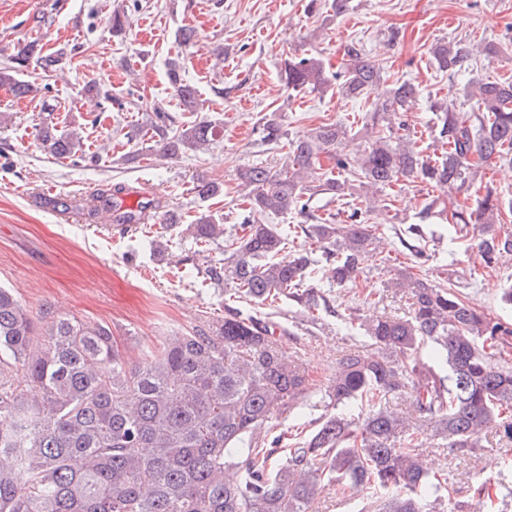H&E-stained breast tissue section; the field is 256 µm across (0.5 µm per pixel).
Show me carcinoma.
<instances>
[{"instance_id":"1","label":"carcinoma","mask_w":512,"mask_h":512,"mask_svg":"<svg viewBox=\"0 0 512 512\" xmlns=\"http://www.w3.org/2000/svg\"><path fill=\"white\" fill-rule=\"evenodd\" d=\"M495 53L490 43L432 47L438 69L452 76ZM33 58L45 74L59 62L30 42L0 68V86L16 96L38 94V86L19 79ZM180 70L172 62L168 77L193 110L199 92ZM283 75L294 92L319 90L332 77L345 95L367 99L382 68L352 42L330 77L313 56L285 59ZM418 96L417 85L397 81L372 104L357 156L343 150L347 126L323 122L287 141L281 167L241 169L248 193L239 223L227 230L208 214L186 227L199 247L224 240L228 257L211 260L205 280L256 306L284 297L312 314L326 301L309 284L317 263L324 262L323 275L336 286H354L360 260L376 249L378 236L362 208H348L337 222L312 213L310 198L342 200L359 189L379 191L404 181L450 193L492 158L512 154V82L469 79L466 97L477 105L472 112L440 104L441 150L434 158L410 138L405 119ZM149 130L169 158L188 146L204 148L221 134L206 120L181 129L160 111ZM40 136L55 159L80 160L78 133L47 125ZM124 191L120 184L101 190L93 215L105 211L114 224H139L147 210L159 207L144 197L138 209H125L117 198ZM191 192L205 202L220 196L222 187L199 178ZM501 208L491 190L475 198L473 208L451 212L432 196L423 217L477 225L474 248L493 269L512 256V234L497 228ZM292 211L311 222L301 231L315 241L321 259L289 249V234L260 221ZM408 233L404 247L420 260L423 229L411 224ZM390 287L409 295L412 315L361 318L371 349L336 365L330 413L289 444L277 431L278 420L305 404L311 384L279 354L277 323L226 306L223 318L147 349L142 362L132 364L109 327L48 307L35 315L0 287V512H310L331 484L375 492L366 512H444L450 489L420 462V436L428 429L460 449L476 447L489 430L512 440V324L409 267L395 270ZM436 365L448 374L439 375ZM20 370L25 387L15 380ZM408 387L424 426L409 427L387 407ZM354 403L361 405L357 418L342 411ZM233 448L244 449L237 462L229 460Z\"/></svg>"}]
</instances>
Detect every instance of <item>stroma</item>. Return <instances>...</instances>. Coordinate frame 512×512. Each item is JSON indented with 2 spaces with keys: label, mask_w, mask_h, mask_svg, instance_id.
Here are the masks:
<instances>
[{
  "label": "stroma",
  "mask_w": 512,
  "mask_h": 512,
  "mask_svg": "<svg viewBox=\"0 0 512 512\" xmlns=\"http://www.w3.org/2000/svg\"><path fill=\"white\" fill-rule=\"evenodd\" d=\"M307 0H0V66L26 43L62 51L51 77L37 68L28 81L48 82L36 97L0 100V286L13 289L36 310L43 306L112 328L131 363L144 345L185 333L224 314L223 290L203 285L210 253L198 251L191 237L166 230L161 216L146 229L111 230L105 218L87 211L102 184L125 182L144 188L184 222L200 215L236 212L240 168L261 163L275 167L283 150L263 141L262 126L277 122L289 137L301 136L328 117L345 124L364 119L370 101L342 96L336 84L296 93L280 80L288 56L320 58L336 72L347 43L362 44L378 60L385 84L409 79L419 97L408 112L420 147L433 141L437 107L455 103L472 109L463 95L465 77L437 71L429 51L440 41L468 39L490 43L497 58L477 74L512 82V0H351L336 14L333 0L308 12ZM124 15L121 33L112 31V13ZM195 32L192 44L183 29ZM180 59L182 75L194 84L202 106L185 109L167 79V64ZM93 82L98 94L84 93ZM178 124L208 120L221 129L207 149H186L179 158L161 157L149 141L125 139L154 111ZM54 124L77 131L94 160L77 165L56 161L44 150L38 129ZM135 162H127V153ZM220 183L223 196L202 202L190 187L198 177ZM493 188L504 204L500 228L512 233V170L492 160L469 187L454 193L461 206ZM427 189L418 183L377 193L368 218L383 241L361 264L357 287L339 288L314 278L334 311L308 315L280 301L254 313L279 322L283 355L308 374L311 396L287 425L314 422L324 412L329 378L346 354L367 349L369 341L354 319L369 314L408 316L409 299L386 286L395 267L407 265L400 233L425 225L428 262L417 273L451 286L491 317L512 323V306L501 300L512 285V262L484 268L472 247V226L420 221ZM419 456L446 474L456 493L448 512H512V442L483 433L476 448L461 453L427 440ZM491 481L494 510L474 495Z\"/></svg>",
  "instance_id": "obj_1"
}]
</instances>
